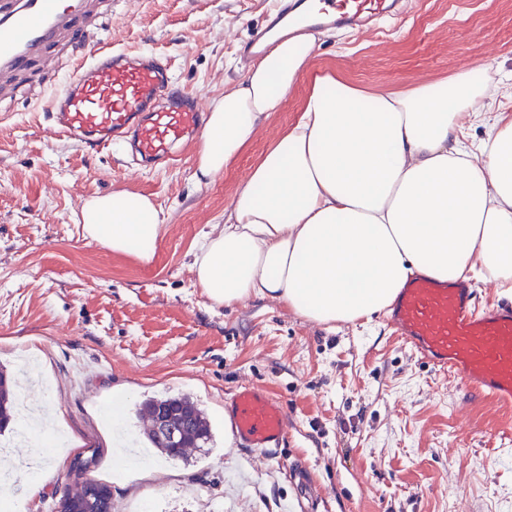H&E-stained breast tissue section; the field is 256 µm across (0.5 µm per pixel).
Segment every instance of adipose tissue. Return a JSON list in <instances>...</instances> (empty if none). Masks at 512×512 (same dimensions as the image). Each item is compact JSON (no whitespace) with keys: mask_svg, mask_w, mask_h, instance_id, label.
Returning a JSON list of instances; mask_svg holds the SVG:
<instances>
[{"mask_svg":"<svg viewBox=\"0 0 512 512\" xmlns=\"http://www.w3.org/2000/svg\"><path fill=\"white\" fill-rule=\"evenodd\" d=\"M315 38L279 43L209 109L195 178L214 180L308 72ZM479 71L404 91L314 73L297 121L269 148L199 241L196 284L227 307L283 303L321 325L388 308L414 274L481 276L512 288V112L500 107L474 161L464 144L486 110ZM112 252L151 262L164 227L146 196L118 189L82 208Z\"/></svg>","mask_w":512,"mask_h":512,"instance_id":"ef3b65f1","label":"adipose tissue"}]
</instances>
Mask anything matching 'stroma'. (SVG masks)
Masks as SVG:
<instances>
[{
    "label": "stroma",
    "mask_w": 512,
    "mask_h": 512,
    "mask_svg": "<svg viewBox=\"0 0 512 512\" xmlns=\"http://www.w3.org/2000/svg\"><path fill=\"white\" fill-rule=\"evenodd\" d=\"M272 0H112L98 40L166 59L177 87L214 103L244 75L238 41ZM311 70L399 90L488 65L512 72V0H413L384 30L320 33ZM83 48L63 46L0 99V369L18 409L39 401L64 455L27 469L30 440L12 453L24 512H50L72 486L75 458L111 486L119 512H512V439L503 413L412 358L383 315L330 328L270 299L227 308L195 284L194 245L260 156L296 121L302 76L244 151L207 184L194 177L197 143L181 157L131 172L129 153L50 141L51 99ZM125 189L150 198L165 227L150 264L85 237L88 199ZM268 388L288 413L284 448L237 447L224 420L236 387ZM186 394L212 426L209 452L169 459L146 445L142 402ZM305 466L302 497L290 465ZM37 492H30V485Z\"/></svg>",
    "instance_id": "1"
}]
</instances>
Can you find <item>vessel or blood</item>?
I'll return each mask as SVG.
<instances>
[{"label": "vessel or blood", "mask_w": 512, "mask_h": 512, "mask_svg": "<svg viewBox=\"0 0 512 512\" xmlns=\"http://www.w3.org/2000/svg\"><path fill=\"white\" fill-rule=\"evenodd\" d=\"M399 0H287L243 49L257 53L271 30L303 13L310 26L356 30L383 25ZM101 0H0V94L18 77L51 68L63 41L82 39ZM83 61L51 103V135L97 147L130 141L143 168L169 162L175 146L200 130L205 107L173 84L153 53L91 41ZM386 321L410 355L452 376L482 398L512 407V305L478 308L470 284L411 278ZM224 417L245 448L268 452L288 436V414L263 387L242 385L224 397Z\"/></svg>", "instance_id": "vessel-or-blood-1"}]
</instances>
